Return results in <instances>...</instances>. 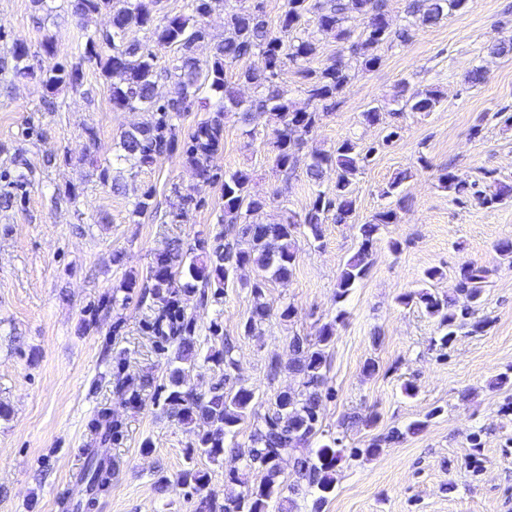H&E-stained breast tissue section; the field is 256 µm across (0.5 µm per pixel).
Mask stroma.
<instances>
[{
	"mask_svg": "<svg viewBox=\"0 0 512 512\" xmlns=\"http://www.w3.org/2000/svg\"><path fill=\"white\" fill-rule=\"evenodd\" d=\"M55 4L48 15L34 0H0V49L25 42L34 70L29 78L0 81V186L18 153L33 180L22 202L0 208V403L10 410L0 417V512H61L62 500L76 499L75 476L90 445L88 423L104 408L121 421L122 432L111 445L112 488L97 512H196L199 495L170 483L195 464L190 453L198 429L166 413L160 387L174 346L155 329L156 311L142 301L141 288L168 238L190 243L214 227L221 190L196 183L190 169L174 161L144 169L123 195L89 176L81 160L84 127L97 128L98 158L105 164L121 134L143 116L113 111L109 87L92 61L83 65L81 87L62 89L57 109H45L39 73L76 62L78 27L92 32L108 21L93 15L79 24L67 0ZM48 30L59 35L52 54L40 48ZM510 34L512 0H473L437 26L416 28L407 44L382 48L380 65L343 90L307 150L351 139L378 151L355 181L351 222L324 224L317 242L298 234L294 276L268 285L270 302L294 304L296 318H274L262 335H244L251 308L247 283L257 274L252 267L239 270L219 300L203 301L195 293L181 298L196 320L200 353L227 340L234 344L232 375L257 389L256 418L267 412L271 395L297 385L286 371L269 378L271 359L287 360L294 334L334 324L325 434L342 438L348 449L375 439L383 446L373 457L343 459L322 512H512V413L503 411L512 389L494 385L512 367V257L496 250L499 241L512 240V203L494 209L473 200L459 204L437 180L449 168L471 178L491 170L512 182V125L501 118L512 114V54L490 51ZM476 66L483 80L472 85L467 75ZM403 81L414 90L437 89L441 99L434 111L393 118L399 136L387 144L384 127L363 125L361 114L369 104L389 100ZM269 139L265 119H257L256 133L248 137L227 117L224 147L213 164L221 172H252L259 192L272 191L278 179ZM404 170L411 176L403 184L401 209L383 190ZM305 171V158H298L287 196L267 208L266 221L279 222L308 206L313 187ZM71 186L77 199L66 193ZM177 186L195 188L203 202L189 223H132L130 210L142 188L154 189L165 214ZM389 207L398 208L400 220L381 228L368 276L336 299L338 275L361 241L360 226ZM393 240L398 250L390 249ZM118 251L123 259L116 264ZM466 262L492 270L478 313L490 325L460 333L442 354L430 346L435 320L398 298L420 289L432 267L443 272L434 289L454 295L456 272ZM130 276L138 287L129 303L107 308ZM369 359L377 364L371 375L363 372ZM127 377L144 383L140 402L118 392V381ZM408 382L416 396L404 394ZM368 412L376 416L372 424L351 422V415ZM414 421L424 422L421 432L386 442L393 427ZM250 431V423L241 424L234 446L218 462L197 463L216 499L228 490V472L242 468L238 449L247 446ZM476 433L479 449L470 441Z\"/></svg>",
	"mask_w": 512,
	"mask_h": 512,
	"instance_id": "1",
	"label": "stroma"
}]
</instances>
